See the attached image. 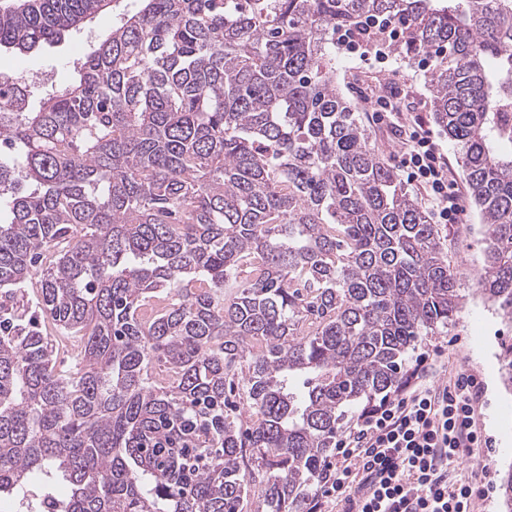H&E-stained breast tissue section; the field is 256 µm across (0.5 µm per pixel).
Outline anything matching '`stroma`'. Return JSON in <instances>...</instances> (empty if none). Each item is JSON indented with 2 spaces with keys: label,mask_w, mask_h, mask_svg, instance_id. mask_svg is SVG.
<instances>
[{
  "label": "stroma",
  "mask_w": 512,
  "mask_h": 512,
  "mask_svg": "<svg viewBox=\"0 0 512 512\" xmlns=\"http://www.w3.org/2000/svg\"><path fill=\"white\" fill-rule=\"evenodd\" d=\"M104 25L70 33L59 42L44 45L28 56L0 53V74L24 75L30 90V105L38 107L42 98L67 83L73 63L98 44ZM360 50L336 48V83L367 126L371 145L394 170H401L399 137L390 120L375 112L373 104L360 96V89L383 92L397 90L399 105L411 116L431 120L428 68L421 61L411 62L397 54L361 62ZM439 235L449 265L458 276L463 306L449 322L432 334L420 337L415 352L452 346L451 365L464 367L482 383L500 378L506 362L503 346L512 343V321L503 319L496 305L482 298L477 276L484 264V228L473 208H466L459 223L443 224ZM478 418L481 428L493 440L496 477L512 471V389L501 397L484 393Z\"/></svg>",
  "instance_id": "1"
}]
</instances>
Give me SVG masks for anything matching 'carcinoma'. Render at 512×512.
Segmentation results:
<instances>
[{"instance_id":"carcinoma-1","label":"carcinoma","mask_w":512,"mask_h":512,"mask_svg":"<svg viewBox=\"0 0 512 512\" xmlns=\"http://www.w3.org/2000/svg\"><path fill=\"white\" fill-rule=\"evenodd\" d=\"M26 0L0 49L110 13L29 108L0 76V496L42 512H302L338 426L459 310L418 199L336 86V33L400 28L512 319V0ZM79 348L57 366L18 296ZM185 433L176 459L147 447Z\"/></svg>"}]
</instances>
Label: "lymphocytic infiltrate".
Wrapping results in <instances>:
<instances>
[{"mask_svg":"<svg viewBox=\"0 0 512 512\" xmlns=\"http://www.w3.org/2000/svg\"><path fill=\"white\" fill-rule=\"evenodd\" d=\"M406 125L408 181L437 201L440 223H457L462 205L445 156L421 119ZM436 362L433 354L416 355L397 388L337 435L304 512H329L333 504L341 512H478L493 486L492 460L486 454L466 473L456 464L491 446L478 422L484 386L462 369L437 384L430 376Z\"/></svg>","mask_w":512,"mask_h":512,"instance_id":"lymphocytic-infiltrate-1","label":"lymphocytic infiltrate"}]
</instances>
